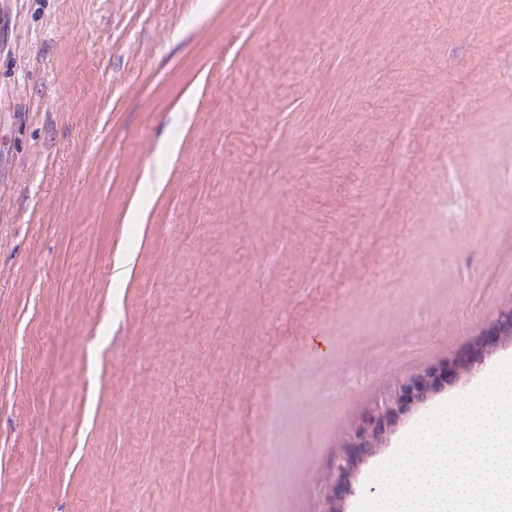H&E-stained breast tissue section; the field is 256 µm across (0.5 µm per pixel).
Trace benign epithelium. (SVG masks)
<instances>
[{
  "mask_svg": "<svg viewBox=\"0 0 512 512\" xmlns=\"http://www.w3.org/2000/svg\"><path fill=\"white\" fill-rule=\"evenodd\" d=\"M512 341V310L503 312L473 345L453 359L418 371L401 380L381 401L366 410L343 439L327 472L328 492L323 512H343L345 498L353 492L358 466L380 448L401 417L426 401L441 386L459 380L473 369L474 357L491 353Z\"/></svg>",
  "mask_w": 512,
  "mask_h": 512,
  "instance_id": "1",
  "label": "benign epithelium"
}]
</instances>
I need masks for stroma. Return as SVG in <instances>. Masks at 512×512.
<instances>
[{
  "mask_svg": "<svg viewBox=\"0 0 512 512\" xmlns=\"http://www.w3.org/2000/svg\"><path fill=\"white\" fill-rule=\"evenodd\" d=\"M509 309L512 0H0V512H322ZM512 341V310L503 312L483 335L450 361L418 371L401 380L380 402L366 410L343 439L327 472L328 492L323 512H342L345 498L353 492L358 466L380 448L396 429L401 417L426 401L442 385L459 380L473 369L474 357L491 353ZM254 407L258 415L271 427L280 408L279 393L273 383L267 384L255 394Z\"/></svg>",
  "mask_w": 512,
  "mask_h": 512,
  "instance_id": "35a3bbf8",
  "label": "stroma"
}]
</instances>
